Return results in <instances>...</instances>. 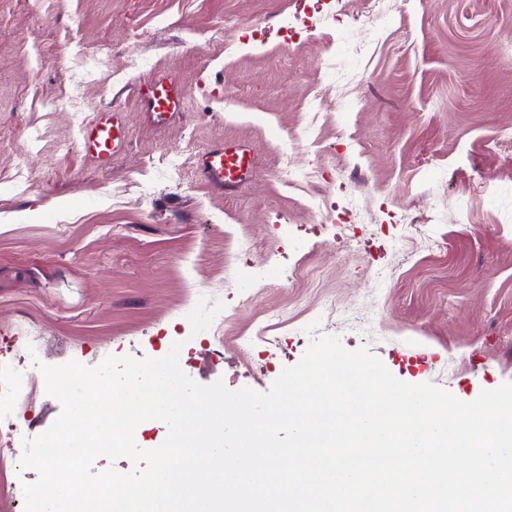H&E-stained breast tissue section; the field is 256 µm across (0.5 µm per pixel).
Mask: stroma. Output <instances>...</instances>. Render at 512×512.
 Here are the masks:
<instances>
[{
  "mask_svg": "<svg viewBox=\"0 0 512 512\" xmlns=\"http://www.w3.org/2000/svg\"><path fill=\"white\" fill-rule=\"evenodd\" d=\"M344 2L326 31L282 25L326 0H0V358L179 341L198 384L265 392L330 334L463 402L512 383V0H386L375 33ZM115 108L104 170L78 137ZM223 143L252 159L230 191L196 174ZM60 412L37 381L0 413V512ZM145 99L148 108L163 120L167 114L177 112L184 102L182 90L165 79H158L140 93Z\"/></svg>",
  "mask_w": 512,
  "mask_h": 512,
  "instance_id": "obj_1",
  "label": "stroma"
}]
</instances>
